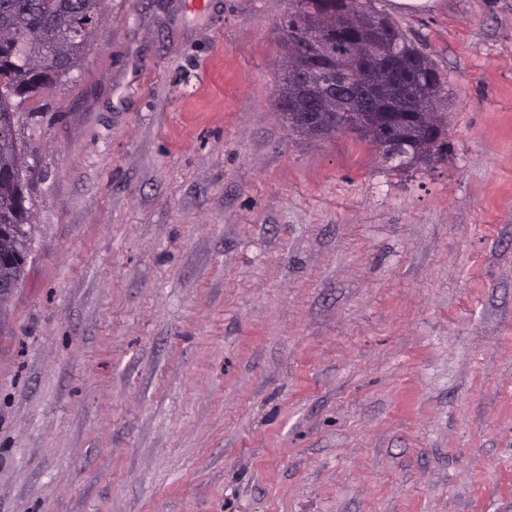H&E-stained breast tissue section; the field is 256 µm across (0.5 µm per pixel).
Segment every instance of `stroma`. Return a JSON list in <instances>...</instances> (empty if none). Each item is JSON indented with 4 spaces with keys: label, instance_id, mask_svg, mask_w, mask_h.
Returning a JSON list of instances; mask_svg holds the SVG:
<instances>
[{
    "label": "stroma",
    "instance_id": "35a3bbf8",
    "mask_svg": "<svg viewBox=\"0 0 512 512\" xmlns=\"http://www.w3.org/2000/svg\"><path fill=\"white\" fill-rule=\"evenodd\" d=\"M389 2L426 168L289 131V0H111L22 104L0 512H512V0Z\"/></svg>",
    "mask_w": 512,
    "mask_h": 512
}]
</instances>
